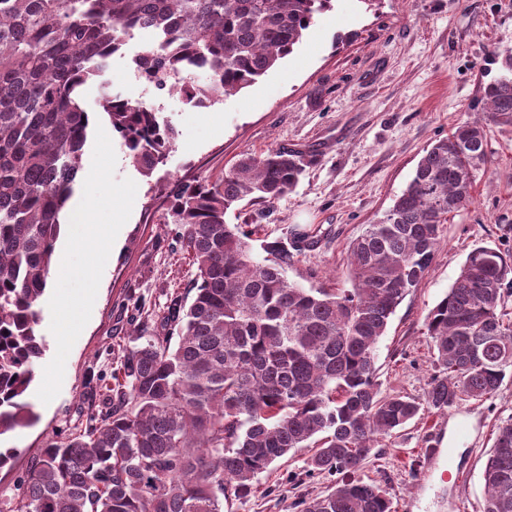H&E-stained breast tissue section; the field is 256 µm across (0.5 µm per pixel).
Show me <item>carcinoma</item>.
Segmentation results:
<instances>
[{
	"label": "carcinoma",
	"mask_w": 512,
	"mask_h": 512,
	"mask_svg": "<svg viewBox=\"0 0 512 512\" xmlns=\"http://www.w3.org/2000/svg\"><path fill=\"white\" fill-rule=\"evenodd\" d=\"M334 2L0 0V437L34 418L25 398L47 350L39 303L93 129L83 87L99 82L100 115L150 175L178 131L155 105L110 91L128 38L149 33L135 60L145 82L209 108L277 67ZM497 57L482 100L490 120L512 126V49ZM487 159L479 120L426 150L407 188L351 241L350 288L288 279L317 231L267 242L260 258L226 222L245 200L274 207L303 174V153H247L219 180L174 181L173 231L197 268L193 294L161 316L178 340L151 336L124 354L111 408L46 442L11 512H224L296 448L311 451L306 476L334 478L302 512H393L386 490L356 477L382 441L423 412L491 398L512 372V252L478 246L427 315L437 372L425 397L384 394L376 377L380 337ZM482 477L484 512H512V418L497 425Z\"/></svg>",
	"instance_id": "1"
}]
</instances>
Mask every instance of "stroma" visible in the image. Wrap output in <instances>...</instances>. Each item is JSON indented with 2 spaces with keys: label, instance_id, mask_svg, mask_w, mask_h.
I'll use <instances>...</instances> for the list:
<instances>
[{
  "label": "stroma",
  "instance_id": "obj_1",
  "mask_svg": "<svg viewBox=\"0 0 512 512\" xmlns=\"http://www.w3.org/2000/svg\"><path fill=\"white\" fill-rule=\"evenodd\" d=\"M149 40L136 33L112 59V90L156 105L178 130L165 166L143 175L111 126L97 122L66 211L93 201L113 232L112 253L99 259L96 295L81 329L60 334L59 308L81 284L52 267L40 300L48 341L27 399L34 421L0 437L17 448L0 469V512L46 440L89 425L108 406L107 388L127 349L162 333L172 295L186 294L196 268L171 230L166 194L176 179L221 178L243 153L297 149L308 163L296 187L273 211L241 202L231 224L246 225L253 246L290 240L319 227L316 249L299 255L290 280L307 288L348 285V246L406 188L436 140L458 123L482 117L484 86L499 72L496 53L512 48V0H336L302 42L254 85L214 107L191 108L176 94L139 79L134 59ZM488 161L473 202L448 217L445 242L428 274L406 296L376 348L377 380L386 393L424 398L436 370L426 317L447 294L468 253L491 244L512 250V126L485 124ZM512 416V377L482 402L465 401L411 423L362 473L384 488L395 512H482L483 466L496 424ZM469 436L452 453L458 472L442 477L428 451L450 431ZM301 448L262 474L255 493L229 500L224 512H300L299 501L324 491L329 479L303 476Z\"/></svg>",
  "mask_w": 512,
  "mask_h": 512
}]
</instances>
